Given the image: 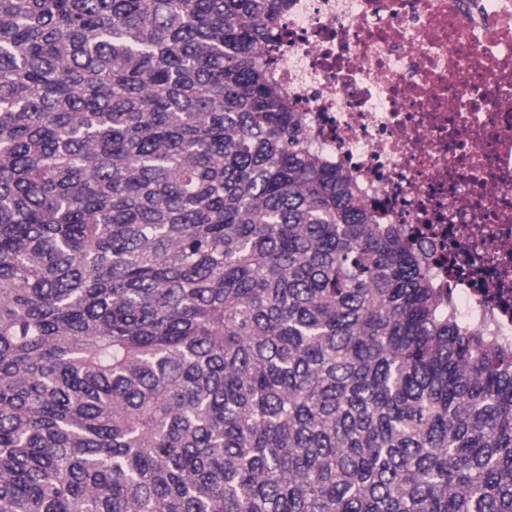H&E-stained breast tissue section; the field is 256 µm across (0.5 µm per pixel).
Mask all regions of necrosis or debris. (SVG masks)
<instances>
[{
  "label": "necrosis or debris",
  "instance_id": "1",
  "mask_svg": "<svg viewBox=\"0 0 512 512\" xmlns=\"http://www.w3.org/2000/svg\"><path fill=\"white\" fill-rule=\"evenodd\" d=\"M272 47L311 146L512 340V0H289Z\"/></svg>",
  "mask_w": 512,
  "mask_h": 512
}]
</instances>
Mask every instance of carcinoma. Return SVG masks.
<instances>
[{
    "label": "carcinoma",
    "mask_w": 512,
    "mask_h": 512,
    "mask_svg": "<svg viewBox=\"0 0 512 512\" xmlns=\"http://www.w3.org/2000/svg\"><path fill=\"white\" fill-rule=\"evenodd\" d=\"M288 0H0V512H512V346L315 151Z\"/></svg>",
    "instance_id": "cac0c4a2"
}]
</instances>
